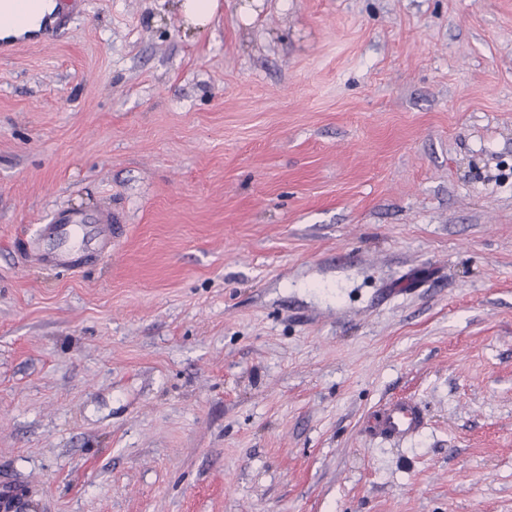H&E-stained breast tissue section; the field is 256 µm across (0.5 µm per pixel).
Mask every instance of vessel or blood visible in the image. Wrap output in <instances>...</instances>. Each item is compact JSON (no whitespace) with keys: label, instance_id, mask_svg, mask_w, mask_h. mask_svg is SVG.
Returning <instances> with one entry per match:
<instances>
[{"label":"vessel or blood","instance_id":"obj_1","mask_svg":"<svg viewBox=\"0 0 512 512\" xmlns=\"http://www.w3.org/2000/svg\"><path fill=\"white\" fill-rule=\"evenodd\" d=\"M119 231L118 217L108 210L91 217L81 212H61L50 224L42 226L31 245L32 256L48 266L74 268L89 251L111 249ZM423 425L419 404L405 398L389 403L369 421L368 429L382 438L405 440L416 435Z\"/></svg>","mask_w":512,"mask_h":512}]
</instances>
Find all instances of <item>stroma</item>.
Masks as SVG:
<instances>
[{"mask_svg":"<svg viewBox=\"0 0 512 512\" xmlns=\"http://www.w3.org/2000/svg\"><path fill=\"white\" fill-rule=\"evenodd\" d=\"M218 3L0 58V512H512V0ZM180 7L189 24L203 28L211 21L219 4L217 0H182ZM119 219L111 210L98 211L91 219L81 212H61L42 226L32 242L34 260L48 266L78 267L84 256L112 248L119 235ZM424 425V415L419 404L412 399H399L389 403L368 422L373 435L405 440L416 435Z\"/></svg>","mask_w":512,"mask_h":512,"instance_id":"obj_1","label":"stroma"}]
</instances>
